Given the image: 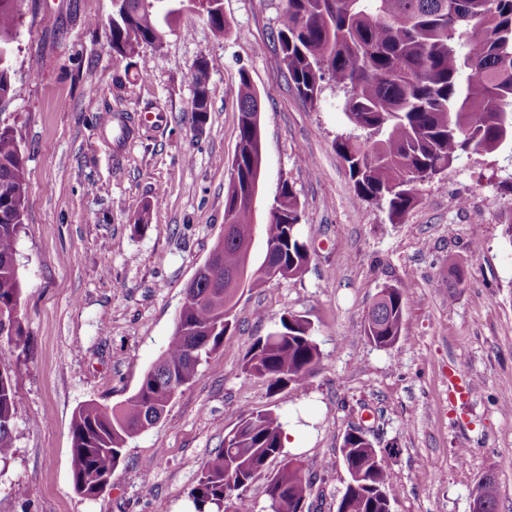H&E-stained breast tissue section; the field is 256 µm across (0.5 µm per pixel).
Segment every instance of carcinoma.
<instances>
[{
	"instance_id": "cac0c4a2",
	"label": "carcinoma",
	"mask_w": 512,
	"mask_h": 512,
	"mask_svg": "<svg viewBox=\"0 0 512 512\" xmlns=\"http://www.w3.org/2000/svg\"><path fill=\"white\" fill-rule=\"evenodd\" d=\"M22 0H0V47L12 48ZM150 7L124 0L110 22L113 52L125 59L158 47L178 13L173 0ZM202 14L217 33L224 14ZM282 62L298 95L317 106L331 82L343 92L341 110L350 131L336 138L358 199L386 210L399 221L418 202V187L435 179L462 155L490 154L512 146V0H288L278 30ZM11 53L0 58V97L11 93ZM206 61L195 64L193 122L210 110ZM239 134L229 165L224 223L232 234L217 242L223 276L201 278L185 289L172 339L124 401H89L74 414L72 475L77 493L94 498L112 478L128 442L144 431L149 410L167 408L174 390L188 383L202 359L219 348L232 324L236 298L245 282L263 281L260 269L236 280L250 260L252 210L242 202L253 166L263 153L259 95L246 75L236 89ZM25 158L13 128L0 126V344L18 347L25 338L11 316L21 294L15 243L25 209ZM301 211L292 183H279L265 224V244H274L287 277L303 273L309 251L300 236ZM404 319L403 294L388 286L368 311L364 336L380 348L393 345ZM320 351L311 323L282 314L275 327L250 344L242 368L265 378L273 389L300 387L313 374ZM15 372L0 359V462L13 454L17 414ZM341 454L348 472L336 512H393L387 489L392 474L382 452L349 432ZM279 469L268 480L284 487L283 504L308 498L311 482L299 460L283 453L282 422L272 410L246 411L224 447L204 463L190 493L194 512H252L241 484L262 473L270 460ZM481 512H496L497 483L479 481Z\"/></svg>"
}]
</instances>
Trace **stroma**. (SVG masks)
Segmentation results:
<instances>
[{
	"label": "stroma",
	"instance_id": "35a3bbf8",
	"mask_svg": "<svg viewBox=\"0 0 512 512\" xmlns=\"http://www.w3.org/2000/svg\"><path fill=\"white\" fill-rule=\"evenodd\" d=\"M215 33L193 0L161 46L144 52L140 80L109 41L112 0H26L0 124L25 157L27 205L16 241L26 342L15 370L14 455L0 471V512H189L208 457L246 411L304 425L299 457L313 480L308 512H336L348 476L345 435L364 427L393 474L394 512H471L494 474L497 512H512V150L465 155L419 188L398 223L355 194L335 140L346 127L335 91L318 106L298 96L277 31L287 0H223ZM209 65L210 112L194 129L193 71ZM248 75L261 97L266 223L280 178L301 207L307 271L245 289L218 350L179 389L159 423L132 440L96 498L78 494L72 418L95 400L138 388L167 348L187 283L224 232L227 162L238 136L236 88ZM132 120L116 150L105 113ZM160 115L155 125L140 114ZM147 226L137 225L143 203ZM471 258L463 285L448 263ZM399 288L396 343L363 336L369 307ZM286 312L313 326L320 359L305 386L270 389L243 372L254 337ZM477 389L448 398L449 374ZM465 461H458L459 449Z\"/></svg>",
	"mask_w": 512,
	"mask_h": 512
}]
</instances>
